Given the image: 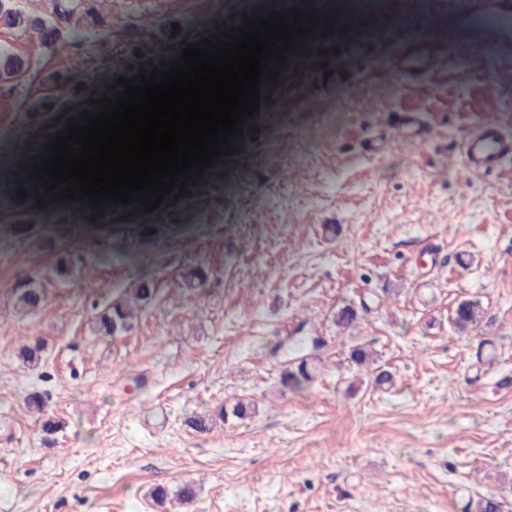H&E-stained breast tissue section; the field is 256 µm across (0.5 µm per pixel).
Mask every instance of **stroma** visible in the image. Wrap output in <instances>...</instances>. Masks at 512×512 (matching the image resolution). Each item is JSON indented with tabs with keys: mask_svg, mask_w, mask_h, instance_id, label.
<instances>
[{
	"mask_svg": "<svg viewBox=\"0 0 512 512\" xmlns=\"http://www.w3.org/2000/svg\"><path fill=\"white\" fill-rule=\"evenodd\" d=\"M448 12L446 46L405 12L352 27L324 67L285 65L278 125L248 119L257 137L212 164L206 196L151 212L0 198V512H475L489 496L512 512V162L474 178L446 149L489 117L512 135V28L487 2ZM90 22L159 56L188 28ZM41 82L26 111L0 108L19 182L48 148ZM378 82L394 93L373 100ZM400 108L426 139L383 124ZM24 283L46 290L36 310ZM144 285L132 330L100 335L96 316ZM463 301L479 316L461 331ZM294 336L322 341L300 389L281 382ZM240 400L252 414L219 419ZM205 413L209 431L187 426ZM186 483L193 501L150 496Z\"/></svg>",
	"mask_w": 512,
	"mask_h": 512,
	"instance_id": "35a3bbf8",
	"label": "stroma"
}]
</instances>
